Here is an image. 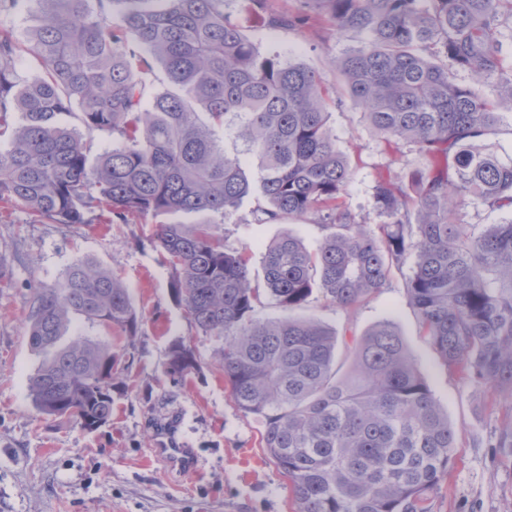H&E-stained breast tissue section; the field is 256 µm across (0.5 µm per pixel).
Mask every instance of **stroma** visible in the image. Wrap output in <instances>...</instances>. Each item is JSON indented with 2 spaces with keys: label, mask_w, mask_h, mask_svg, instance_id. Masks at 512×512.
<instances>
[{
  "label": "stroma",
  "mask_w": 512,
  "mask_h": 512,
  "mask_svg": "<svg viewBox=\"0 0 512 512\" xmlns=\"http://www.w3.org/2000/svg\"><path fill=\"white\" fill-rule=\"evenodd\" d=\"M226 10L253 42L314 70L329 86L337 82V60L363 42L327 22L270 25L246 0H229ZM329 112L337 146L351 159L346 201L357 217L377 223L376 179L402 173L420 158L380 139L349 103L336 102ZM257 205L256 197L246 198L226 221L178 212L82 226L36 220L0 201V512H297L287 479L263 446L260 424L235 404L215 342L174 299L172 272L148 239L159 223L207 222L226 249L248 247L256 257L261 245L287 233L316 249L323 237L318 215L260 224ZM78 260L120 278L140 320L131 337L75 314L62 338L67 344L89 337L124 351L115 366L122 392L111 419L93 430L42 413L28 388L44 358L28 340L33 288L54 284ZM404 277L392 270L388 288L355 311L317 302L303 314L349 336L391 322L416 357L457 432L453 464L430 494V512H512V459L489 446L512 423V399L442 366L420 334ZM179 342L194 351L196 366L175 382L164 367Z\"/></svg>",
  "instance_id": "stroma-1"
}]
</instances>
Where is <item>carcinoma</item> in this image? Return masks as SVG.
Instances as JSON below:
<instances>
[{
  "label": "carcinoma",
  "mask_w": 512,
  "mask_h": 512,
  "mask_svg": "<svg viewBox=\"0 0 512 512\" xmlns=\"http://www.w3.org/2000/svg\"><path fill=\"white\" fill-rule=\"evenodd\" d=\"M37 2L28 45L0 26V201L56 224L181 211L226 220L257 192L267 203L260 224L321 216L316 252L290 233L262 246L266 291L290 312L278 320L255 319L252 256L225 249L209 225L160 224L153 243L174 294L218 344L234 401L261 424L297 512H429L457 435L401 335L380 322L352 338L353 369L338 379L336 331L292 312L318 297L354 310L407 264L408 303L447 370L512 397V218L457 219L469 200L512 209V162L484 144L499 109L512 107L497 39L512 0H298L301 16L369 33L336 63L339 94L387 143L422 159L376 181L380 224L346 205L351 164L327 125L321 79L261 51L224 0ZM24 51L42 74H19ZM156 65L166 81L149 96ZM458 70L497 75L504 94L491 100L457 83ZM217 128L259 160L256 173L226 153ZM96 134L111 146L92 162ZM71 313L131 336L140 321L129 289L85 261L35 294L30 345L46 357L29 378L32 400L92 430L112 416L120 354L89 338L58 347ZM195 366L190 349L171 346L170 378Z\"/></svg>",
  "instance_id": "cac0c4a2"
}]
</instances>
